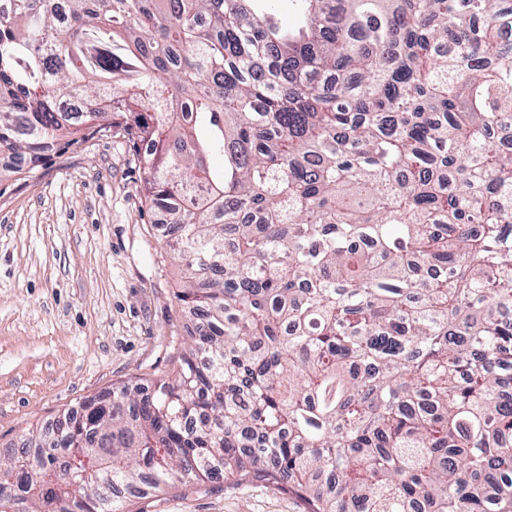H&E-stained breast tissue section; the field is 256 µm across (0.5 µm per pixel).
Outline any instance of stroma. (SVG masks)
I'll use <instances>...</instances> for the list:
<instances>
[{
    "mask_svg": "<svg viewBox=\"0 0 512 512\" xmlns=\"http://www.w3.org/2000/svg\"><path fill=\"white\" fill-rule=\"evenodd\" d=\"M122 128L0 181V457L76 403L171 373L195 322ZM126 512H307L216 480L130 496Z\"/></svg>",
    "mask_w": 512,
    "mask_h": 512,
    "instance_id": "obj_1",
    "label": "stroma"
}]
</instances>
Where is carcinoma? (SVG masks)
<instances>
[{"mask_svg":"<svg viewBox=\"0 0 512 512\" xmlns=\"http://www.w3.org/2000/svg\"><path fill=\"white\" fill-rule=\"evenodd\" d=\"M298 2L0 0V158L123 128L200 319L1 459L0 512L223 477L512 512V0Z\"/></svg>","mask_w":512,"mask_h":512,"instance_id":"carcinoma-1","label":"carcinoma"}]
</instances>
